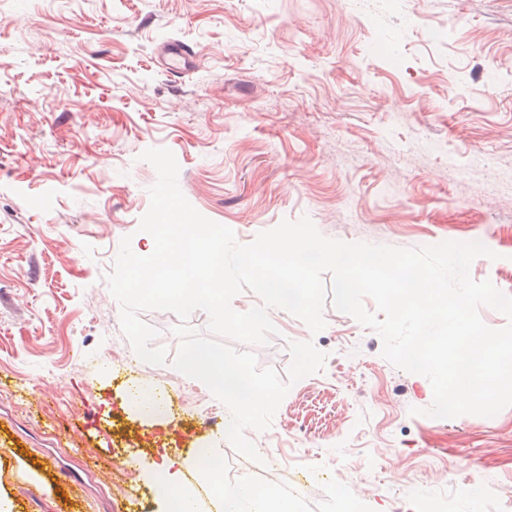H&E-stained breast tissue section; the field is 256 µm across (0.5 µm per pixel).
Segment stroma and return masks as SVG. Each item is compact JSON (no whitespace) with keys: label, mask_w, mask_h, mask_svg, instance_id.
Returning a JSON list of instances; mask_svg holds the SVG:
<instances>
[{"label":"stroma","mask_w":512,"mask_h":512,"mask_svg":"<svg viewBox=\"0 0 512 512\" xmlns=\"http://www.w3.org/2000/svg\"><path fill=\"white\" fill-rule=\"evenodd\" d=\"M0 0V497L11 512H159L151 452L204 445L224 481L277 491L297 512H471L512 498V406L432 418L429 380L393 366L378 334L326 303L312 333L270 309L254 346L287 375L291 342L325 352L269 429L257 464L207 420L228 408L120 327L106 277L142 243L155 168L241 244L309 217L325 237L417 248L488 245L470 276L512 296V0ZM198 53L174 76L158 57ZM384 44L375 52V44ZM165 391L164 415L125 402ZM56 457L59 467L46 463ZM92 476L77 483L83 468ZM163 52L172 70L188 71L192 68L195 59L194 51L186 49L182 43H168Z\"/></svg>","instance_id":"stroma-1"}]
</instances>
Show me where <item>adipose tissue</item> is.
<instances>
[{
    "mask_svg": "<svg viewBox=\"0 0 512 512\" xmlns=\"http://www.w3.org/2000/svg\"><path fill=\"white\" fill-rule=\"evenodd\" d=\"M189 468L213 491L214 512H294L292 504L275 491L260 493L244 485L226 486L219 457L204 447L193 449L182 459L165 455L154 463L149 480L160 512H198L197 500L186 487Z\"/></svg>",
    "mask_w": 512,
    "mask_h": 512,
    "instance_id": "adipose-tissue-1",
    "label": "adipose tissue"
}]
</instances>
